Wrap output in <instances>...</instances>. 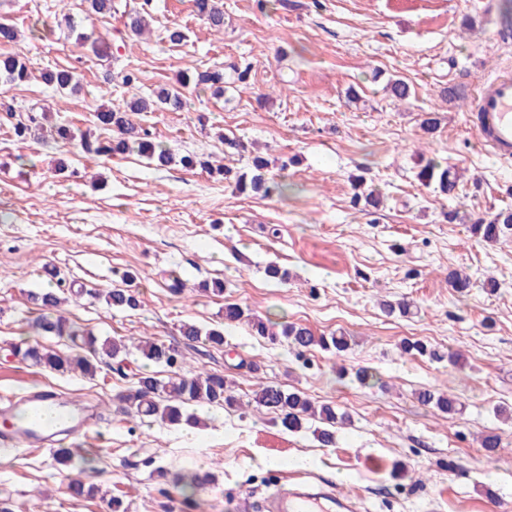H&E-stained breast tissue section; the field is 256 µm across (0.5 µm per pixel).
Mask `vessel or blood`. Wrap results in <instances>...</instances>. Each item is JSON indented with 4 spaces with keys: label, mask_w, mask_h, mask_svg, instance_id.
Wrapping results in <instances>:
<instances>
[{
    "label": "vessel or blood",
    "mask_w": 512,
    "mask_h": 512,
    "mask_svg": "<svg viewBox=\"0 0 512 512\" xmlns=\"http://www.w3.org/2000/svg\"><path fill=\"white\" fill-rule=\"evenodd\" d=\"M471 123L482 147L501 161L512 159V69L503 67L479 84L471 109ZM95 418L92 408L69 407L49 391L30 393L18 402L0 405V419L13 420L0 446H47L57 432L82 435ZM332 500L335 512H354L351 498L310 483L275 488L265 501V512H318L322 500Z\"/></svg>",
    "instance_id": "obj_1"
}]
</instances>
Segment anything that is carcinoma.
Here are the masks:
<instances>
[{
  "instance_id": "1",
  "label": "carcinoma",
  "mask_w": 512,
  "mask_h": 512,
  "mask_svg": "<svg viewBox=\"0 0 512 512\" xmlns=\"http://www.w3.org/2000/svg\"><path fill=\"white\" fill-rule=\"evenodd\" d=\"M196 14L210 28L221 31L224 29V10L219 0H193ZM88 12L93 15H110L120 10L119 0H87ZM127 30L133 36H140L146 28V19L137 11H126ZM31 73L23 58L17 54L0 56V81L9 85H21L29 81ZM45 84L58 90L77 91L78 83L71 70L61 69L46 71L41 74ZM224 69L216 66L203 71L184 72L179 76L177 84L160 87L148 97H133L112 108L102 109L95 114L96 125L106 130L116 131V136L108 140L91 138L89 134L76 137L73 129L66 123H59L49 130L51 137L62 143H70L80 139L82 150L96 157L125 154L137 151L159 166H167L173 162L186 169L200 168L211 176L226 177L231 170L222 164L215 165L196 155H183L176 159L152 138V133L133 116L142 112H156L160 109L178 110L182 107L181 89L190 85L197 89H211L219 94L224 93ZM46 118V109L31 105L26 108V117L12 123V132L16 140L25 142L35 135L42 127ZM268 161L255 156L251 160V173L235 176V189L240 194H261L266 196L274 191L281 192L284 186L271 182L266 178ZM419 180L429 185L434 183L440 192L451 195L456 189V179L451 177L448 168L428 159L420 165L417 173ZM364 180L355 179L354 201L364 203V207L378 208L380 196L375 191L363 189ZM472 230L482 241L493 243L500 239L506 231L512 230V211H501L488 221L480 220L472 225ZM83 293V290L65 289L63 281L29 294L31 303L39 311L34 328L43 338L65 339L78 352L65 354L50 344L39 340L25 342L16 346L15 353L22 359L50 372L68 373L78 371L85 376L94 377L102 367L112 366V362L123 361L129 353V346L121 338L102 337L91 330H86L70 321L64 315L62 304L66 302V294ZM94 298L101 301L109 310L133 311L141 306L136 292L130 288H114L104 294H96ZM246 323L252 335L259 336L274 343L284 339L298 354L308 352L316 347L334 354L349 349L348 339L332 334L317 335L310 328L297 323H284L280 329L252 313L249 309L237 304H224V324L233 325ZM180 334L190 343L203 342L214 347L224 346V329L214 327L202 329L193 322H184L179 327ZM136 350L142 357L156 366L173 368L181 364L182 351L173 344L157 340H140ZM418 399L435 408L452 413L456 411L457 400L446 393L431 390L419 392ZM125 411L140 419H152L169 426L195 427L200 424L196 413L189 411L195 404H207L213 407L234 408L242 403L237 396L233 383L219 373H200L191 376L181 375L161 379L153 373H141L137 377L135 388L123 395ZM252 401L256 406L266 408L276 415L281 426L289 432H298L314 420L322 424L315 429L318 441L324 446L335 442L333 428L344 423L348 416L336 410L331 404L317 405L304 393L289 391L278 385L265 384L253 391ZM216 475L212 472L178 475L174 481L181 489L203 487L214 483ZM69 494L74 498H90L100 492V486L77 473L70 478L67 486Z\"/></svg>"
}]
</instances>
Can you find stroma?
<instances>
[{
    "mask_svg": "<svg viewBox=\"0 0 512 512\" xmlns=\"http://www.w3.org/2000/svg\"><path fill=\"white\" fill-rule=\"evenodd\" d=\"M126 3L147 6L144 36H129L121 14L86 15L83 0H0V23L21 34L0 43V55L22 53L32 72L26 84L0 83V104L43 105L50 122L81 134L97 110L150 95L181 72L248 65L249 81L225 85L223 96L188 87L183 109L136 120L176 157L213 158L237 173L252 155L269 158V178L288 191L244 196L233 179L159 167L135 152L88 157L76 142L20 143L0 119V401L40 385L94 404L100 416L73 444L74 465L91 466L127 512H232L236 497H263L300 474L361 497L362 512H512V420L496 414L512 409V234L489 245L470 230L512 209V162L481 148L469 112L484 73L512 66V42L494 38L512 0H288L266 10L257 0H220L219 33L192 0ZM67 14L111 45L110 59L77 42ZM174 23L187 34L178 45L165 37ZM56 68L76 70L79 93L43 83L41 72ZM127 71L139 77L135 89L122 83ZM390 75L410 85V100L385 91ZM450 84L457 92L443 98ZM425 112L439 118L430 134L420 127ZM232 139L246 151L230 149ZM421 156L457 175L454 195L416 179ZM358 175L382 196L374 212L353 203ZM272 262L288 281L266 276ZM453 270L469 274L468 292L449 286ZM126 271L137 275L140 309L110 311L89 297L121 287ZM55 278L81 291L66 308L73 322L178 345L184 371L224 374L242 407L199 408L206 425L194 432L121 413L119 395L146 367L134 349L121 370L92 379L28 366L13 354L36 337L27 294ZM215 279L223 296L199 292ZM384 300L408 302L409 314L386 315ZM228 302L353 345L340 357L318 349L297 357L246 324L225 327ZM186 321L224 326L223 348L185 343ZM405 339L425 341L437 358L402 354ZM455 352L458 368L447 361ZM360 368L377 381L359 384ZM262 384L335 404L350 421L330 447L311 429L285 431L250 404ZM426 389L454 395L459 411L422 404ZM490 433L500 438L492 456L481 446ZM396 460L408 465L405 481L389 476ZM160 466L217 480L187 504L179 486L157 481ZM68 476L52 448H19L0 463V500L13 512H107L101 499L72 498Z\"/></svg>",
    "mask_w": 512,
    "mask_h": 512,
    "instance_id": "1",
    "label": "stroma"
}]
</instances>
